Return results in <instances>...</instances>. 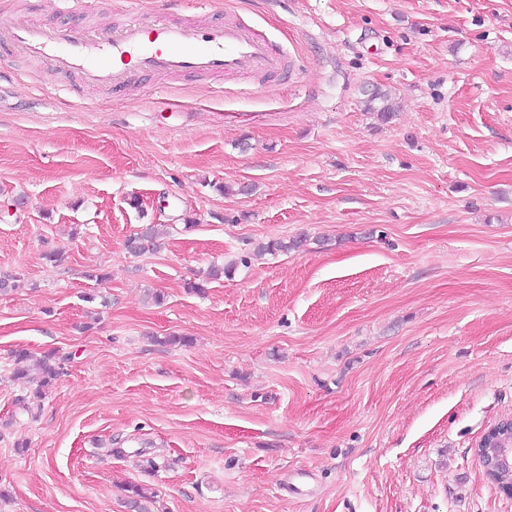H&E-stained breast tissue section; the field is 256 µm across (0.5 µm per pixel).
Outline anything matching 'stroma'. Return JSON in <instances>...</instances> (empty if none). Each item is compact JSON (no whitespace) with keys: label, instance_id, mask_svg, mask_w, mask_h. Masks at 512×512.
Wrapping results in <instances>:
<instances>
[{"label":"stroma","instance_id":"obj_1","mask_svg":"<svg viewBox=\"0 0 512 512\" xmlns=\"http://www.w3.org/2000/svg\"><path fill=\"white\" fill-rule=\"evenodd\" d=\"M208 13L287 78L0 81V512H134L132 485L155 512H512L473 455L512 417V0L173 17ZM145 224L164 247L130 253ZM22 348L60 364L43 396ZM366 112H373L382 122L391 120L397 111L396 103L390 92L377 89L370 93L365 101Z\"/></svg>","mask_w":512,"mask_h":512}]
</instances>
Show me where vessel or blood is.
I'll use <instances>...</instances> for the list:
<instances>
[{
    "instance_id": "1",
    "label": "vessel or blood",
    "mask_w": 512,
    "mask_h": 512,
    "mask_svg": "<svg viewBox=\"0 0 512 512\" xmlns=\"http://www.w3.org/2000/svg\"><path fill=\"white\" fill-rule=\"evenodd\" d=\"M17 56L73 75L67 93L75 98L89 88L121 93L154 76L235 77L283 66L282 54L253 28L221 18H126L107 29L15 18L0 24V65Z\"/></svg>"
}]
</instances>
